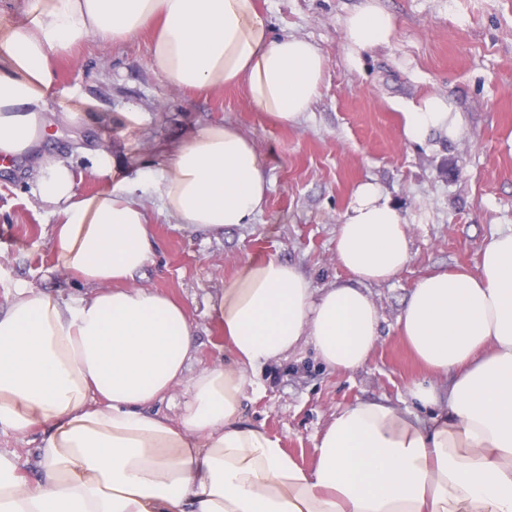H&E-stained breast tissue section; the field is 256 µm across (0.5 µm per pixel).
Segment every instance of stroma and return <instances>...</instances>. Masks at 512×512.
Segmentation results:
<instances>
[{
  "label": "stroma",
  "mask_w": 512,
  "mask_h": 512,
  "mask_svg": "<svg viewBox=\"0 0 512 512\" xmlns=\"http://www.w3.org/2000/svg\"><path fill=\"white\" fill-rule=\"evenodd\" d=\"M360 0H256L273 35L312 41L328 61L325 85L296 124L268 121L245 88L187 92L168 86L149 66L151 37L90 40L58 62L62 88L94 99L96 123L55 126L45 149L71 152L82 173L80 193L100 181L77 149L103 146L116 112L138 105L146 127L113 134L135 176L141 161L162 164L161 143H176L213 122L233 123L267 163L271 190L254 223L210 237L180 229L154 199H145L155 238L152 262L138 288L161 291L185 309L197 351L191 371L223 363L224 333L207 303L246 260L277 258L296 265L314 288L352 279L336 260V233L358 183L378 182L408 217L410 261L387 282L367 287L378 307L381 336L365 367L352 374L325 369L310 348L268 364L243 421L264 426L299 462L310 463L318 434L340 408L386 399L411 406L410 382L421 371L400 340L397 318L418 277L476 269L492 233L512 227V0H380L396 24L388 46L351 60L343 21ZM451 98L464 119L461 137L411 144L397 134L402 107L428 94ZM31 170L0 168V309L16 281L42 291L84 293L54 272L49 231L57 218L30 193Z\"/></svg>",
  "instance_id": "35a3bbf8"
}]
</instances>
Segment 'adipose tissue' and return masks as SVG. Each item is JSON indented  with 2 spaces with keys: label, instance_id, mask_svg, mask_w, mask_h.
<instances>
[{
  "label": "adipose tissue",
  "instance_id": "ef3b65f1",
  "mask_svg": "<svg viewBox=\"0 0 512 512\" xmlns=\"http://www.w3.org/2000/svg\"><path fill=\"white\" fill-rule=\"evenodd\" d=\"M19 13L0 24V159L31 165V194L59 217L56 268L88 291L21 282L0 311V435L40 434L35 482L0 452V512H512V229L489 238L477 271L424 274L403 304L398 332L423 370L409 391L429 417L355 403L300 463L264 426L243 422L249 378L303 346L336 373L368 363L381 315L365 286L408 265L406 214L379 184L355 188L336 235L350 284L318 290L294 264L243 263L209 304L229 357L191 375L184 309L132 285L155 248L142 199L191 232L254 223L270 190L254 144L212 123L134 181L120 175L121 157L91 148L102 187L83 195L71 160L42 142L51 120L95 119L87 94L57 86L59 60L91 38L151 33V68L169 86H244L282 125L310 111L326 58L304 37L272 36L255 0H24ZM395 29L379 0H362L343 41L355 60ZM462 128L454 103L431 94L403 108L398 134L422 143ZM177 386L174 422L159 405Z\"/></svg>",
  "mask_w": 512,
  "mask_h": 512
}]
</instances>
